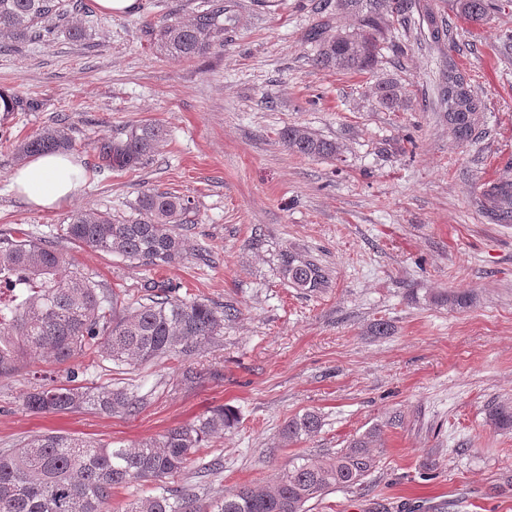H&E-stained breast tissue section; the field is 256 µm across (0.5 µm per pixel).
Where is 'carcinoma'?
Listing matches in <instances>:
<instances>
[{"label": "carcinoma", "mask_w": 512, "mask_h": 512, "mask_svg": "<svg viewBox=\"0 0 512 512\" xmlns=\"http://www.w3.org/2000/svg\"><path fill=\"white\" fill-rule=\"evenodd\" d=\"M339 10L358 23L351 32L311 33L316 47L313 65L322 70L372 73L378 65L381 42L391 20L411 23L413 0H336ZM462 17L485 21L489 11L512 7V0H458ZM232 0H207L206 7L188 21L169 17L150 25L155 51L170 60L189 61L206 54L224 35V16ZM86 10L84 0H0V52L9 42L23 43L51 33V22L72 11ZM434 43L453 40V30L426 14ZM444 101L448 129L461 144L474 141L484 104L470 79L448 61ZM376 103L396 112L405 106L406 93L398 82L378 79L368 89ZM167 136L153 123L129 127L125 139L98 141V168L126 170L143 164ZM289 151L305 157L335 159L341 147L312 131L291 126L281 132ZM75 149L69 127L62 123L43 128L16 145L18 157ZM480 210L494 224H512V180L484 185ZM192 212L191 201L171 192L143 191L132 214L77 211L63 228L69 242L96 252L117 254L145 266L163 267L184 258L181 230ZM64 254L53 240L31 238L18 229L0 236V377L38 357L55 365L71 363L68 384L41 386L27 393L24 409L34 413H62L89 406L133 416L141 399L124 387L78 383L80 358L101 357L115 366L136 365L160 358H177L182 380L197 372L191 360L224 333V324L238 317L232 304L217 306L172 294L168 285L153 284L146 297L133 302L110 290L87 273L69 271ZM281 273L293 288L320 291L329 277L314 258L285 251ZM238 423L235 412L216 408L193 422L167 429L133 447L100 443L63 434H38L9 452L0 453V512H200L198 497L175 487V479L199 460L203 442ZM315 411L295 415L281 429L283 440L296 444L321 429ZM379 433L358 436L336 455L319 458L295 455L281 469L273 486L240 485L224 495L211 512H305V505L337 488H354L378 467ZM150 481L151 493L112 504V491Z\"/></svg>", "instance_id": "obj_1"}]
</instances>
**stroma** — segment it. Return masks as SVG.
<instances>
[{
  "label": "stroma",
  "instance_id": "1",
  "mask_svg": "<svg viewBox=\"0 0 512 512\" xmlns=\"http://www.w3.org/2000/svg\"><path fill=\"white\" fill-rule=\"evenodd\" d=\"M428 3L452 23L457 50L429 45L413 25L372 74L314 67L310 28L349 24L334 0H238L223 45L191 61L157 55L145 25L188 19L203 0H137L112 17L95 9L72 18L82 39L59 27L0 52V92L33 105L0 112V234L58 240L75 269L134 299L158 281L239 310L195 357L193 383L174 359L111 371L83 360L85 384L141 397L131 417L87 406L31 414L21 406L29 368L0 378V452L45 433L133 446L224 406L239 422L204 442L213 471L194 465L179 478L202 512L241 484H272L291 455L328 457L374 428L380 463L363 488L332 490L310 512H512V430L490 418L512 406V225L478 207L483 183L512 179V9L472 25L455 0ZM452 60L485 104L466 145L441 104ZM381 77L405 88L404 110L368 97ZM60 116L84 181L70 204L38 212L9 189L15 147ZM141 122L167 131L153 156L95 171L94 141ZM290 126L340 143V159L288 151L280 133ZM144 190L191 200L183 262L136 267L61 240L73 212L128 214ZM286 250L317 258L329 288L289 287ZM380 321L387 334L373 331ZM307 410L321 431L285 444L284 422Z\"/></svg>",
  "mask_w": 512,
  "mask_h": 512
}]
</instances>
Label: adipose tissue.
I'll return each instance as SVG.
<instances>
[{
    "instance_id": "obj_1",
    "label": "adipose tissue",
    "mask_w": 512,
    "mask_h": 512,
    "mask_svg": "<svg viewBox=\"0 0 512 512\" xmlns=\"http://www.w3.org/2000/svg\"><path fill=\"white\" fill-rule=\"evenodd\" d=\"M82 182V171L71 156L62 152L39 155L15 170L9 188L36 210L66 206Z\"/></svg>"
}]
</instances>
